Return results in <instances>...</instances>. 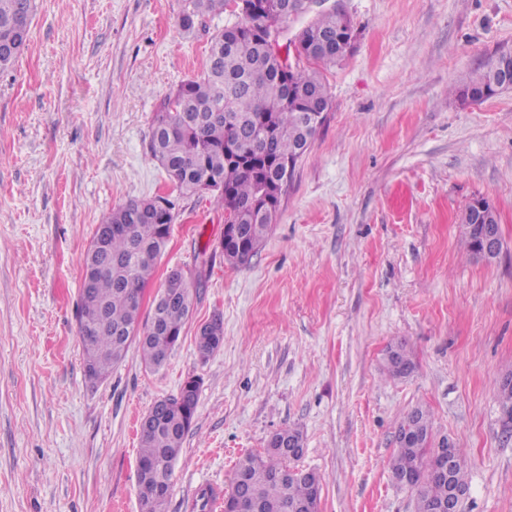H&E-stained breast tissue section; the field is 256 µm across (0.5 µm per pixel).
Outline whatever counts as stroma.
<instances>
[{"mask_svg": "<svg viewBox=\"0 0 512 512\" xmlns=\"http://www.w3.org/2000/svg\"><path fill=\"white\" fill-rule=\"evenodd\" d=\"M182 0H36L27 49L0 73V512H139V422L201 385L167 512L199 487L230 488L237 461L289 427L319 472V512H415L392 479L400 419L431 412L435 439L468 461L460 512H512V438L497 389L512 373V91L453 93L512 49V0H327L354 48L325 70L327 118L299 160L257 256L224 257V209L179 195L151 157L156 109L200 73L216 30L178 24ZM167 194L170 270L199 288L166 363L138 345L107 379L85 377L81 256L132 199ZM497 209L504 241L469 254L458 217ZM224 341L196 349L213 314ZM404 342L412 373H385Z\"/></svg>", "mask_w": 512, "mask_h": 512, "instance_id": "stroma-1", "label": "stroma"}]
</instances>
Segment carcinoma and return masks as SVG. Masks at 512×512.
Segmentation results:
<instances>
[{
  "label": "carcinoma",
  "mask_w": 512,
  "mask_h": 512,
  "mask_svg": "<svg viewBox=\"0 0 512 512\" xmlns=\"http://www.w3.org/2000/svg\"><path fill=\"white\" fill-rule=\"evenodd\" d=\"M230 0H182L179 26L187 34L205 18L224 13ZM297 0H243L239 20L217 32L209 46L203 73L181 82L159 104L153 118L149 150L182 193L211 192L237 228L220 242L224 257L245 265L258 253L275 223L288 163H298L311 135L309 113L329 108L331 97L321 71L336 64V54L323 43L336 44L348 35L344 16L322 12L300 33L293 62L283 68L273 56L265 24H281ZM34 0H0V71L10 68L27 47L30 29L25 16ZM495 60L475 69L457 88L492 90ZM173 202L130 200L95 229L92 239L104 246L87 249L82 257L83 280L77 314L78 329L91 331L82 339L84 371L93 382L104 380L121 363L131 344H138L146 365L159 368L180 340L193 305L194 285L172 270L159 288L147 320H141L144 291L169 239L174 222ZM470 253L479 251V225H463ZM209 335L198 349L212 354L224 338L220 315L208 322ZM413 362L402 342L390 346L386 370L403 378ZM501 413L512 417V378L497 390ZM199 396V380L188 379L176 397L158 400L150 409L153 422L141 426L137 487L141 512H166L174 464L191 430ZM397 452L392 477H414L408 489L416 512L448 501V486L468 487L466 459L453 448L449 479L434 478L439 463L426 410L416 407L397 426ZM300 457L286 448H267L265 455H247L234 476L245 477L247 496L235 499L238 512H318L321 487L303 475Z\"/></svg>",
  "instance_id": "1"
}]
</instances>
